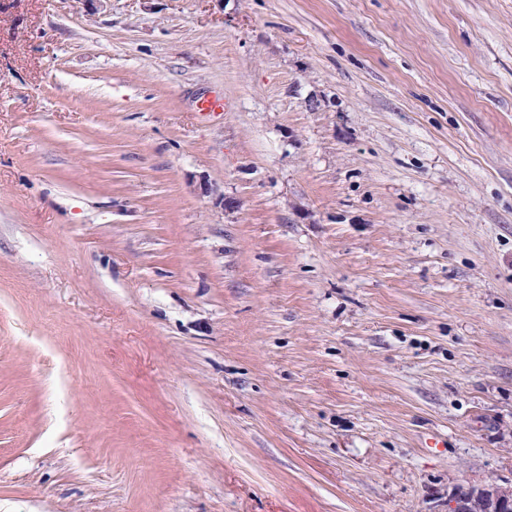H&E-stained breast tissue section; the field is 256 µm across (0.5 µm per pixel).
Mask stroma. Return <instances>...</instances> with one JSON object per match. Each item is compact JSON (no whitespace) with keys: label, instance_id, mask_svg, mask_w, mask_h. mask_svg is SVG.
<instances>
[{"label":"stroma","instance_id":"obj_1","mask_svg":"<svg viewBox=\"0 0 512 512\" xmlns=\"http://www.w3.org/2000/svg\"><path fill=\"white\" fill-rule=\"evenodd\" d=\"M505 480L512 0H0V512Z\"/></svg>","mask_w":512,"mask_h":512}]
</instances>
